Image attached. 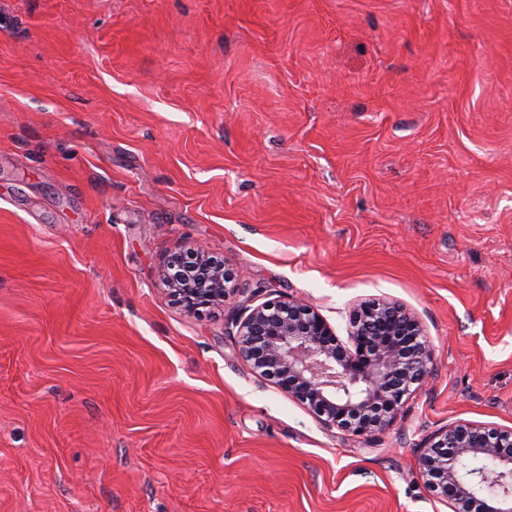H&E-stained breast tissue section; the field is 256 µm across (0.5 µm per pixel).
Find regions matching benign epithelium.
<instances>
[{"label":"benign epithelium","instance_id":"benign-epithelium-1","mask_svg":"<svg viewBox=\"0 0 512 512\" xmlns=\"http://www.w3.org/2000/svg\"><path fill=\"white\" fill-rule=\"evenodd\" d=\"M198 262L174 258L188 313L221 301L231 274L200 249ZM349 336L299 297L273 298L235 320L239 355L253 372L301 403L321 423L356 438L385 433L403 400L422 388L433 349L403 305L369 301L349 314ZM431 495L451 512H512V429L458 421L419 449Z\"/></svg>","mask_w":512,"mask_h":512}]
</instances>
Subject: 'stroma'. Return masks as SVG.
<instances>
[{"instance_id": "35a3bbf8", "label": "stroma", "mask_w": 512, "mask_h": 512, "mask_svg": "<svg viewBox=\"0 0 512 512\" xmlns=\"http://www.w3.org/2000/svg\"><path fill=\"white\" fill-rule=\"evenodd\" d=\"M196 247L239 290L193 315ZM280 295L418 317L393 430L243 363ZM460 420L512 428V0H0V512H451Z\"/></svg>"}]
</instances>
